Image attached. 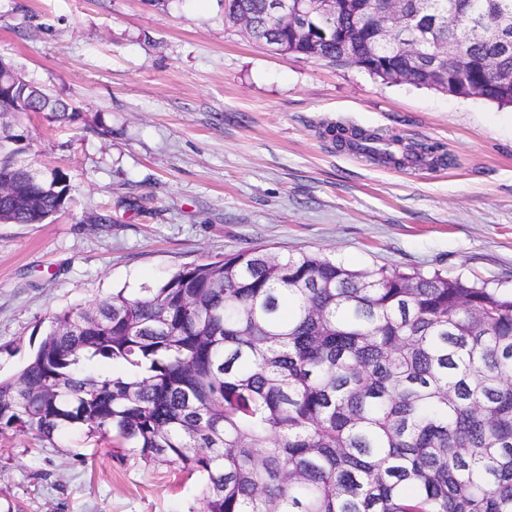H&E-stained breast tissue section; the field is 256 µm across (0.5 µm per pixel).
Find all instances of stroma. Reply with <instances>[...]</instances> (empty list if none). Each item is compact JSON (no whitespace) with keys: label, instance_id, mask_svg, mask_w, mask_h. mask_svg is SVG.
Listing matches in <instances>:
<instances>
[{"label":"stroma","instance_id":"35a3bbf8","mask_svg":"<svg viewBox=\"0 0 512 512\" xmlns=\"http://www.w3.org/2000/svg\"><path fill=\"white\" fill-rule=\"evenodd\" d=\"M0 58L81 114L26 123L73 201L0 224L1 378L55 313L248 247L512 289L510 107L272 53L225 26L222 0H0ZM332 126L456 163L391 169ZM199 484L96 438L0 434V512H198Z\"/></svg>","mask_w":512,"mask_h":512}]
</instances>
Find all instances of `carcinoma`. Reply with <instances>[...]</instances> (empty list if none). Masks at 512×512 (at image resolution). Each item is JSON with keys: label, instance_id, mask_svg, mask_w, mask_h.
<instances>
[{"label": "carcinoma", "instance_id": "carcinoma-1", "mask_svg": "<svg viewBox=\"0 0 512 512\" xmlns=\"http://www.w3.org/2000/svg\"><path fill=\"white\" fill-rule=\"evenodd\" d=\"M267 0H224V23L270 51L512 106V0H420L412 40L385 0H336L334 34L271 29ZM458 49L435 80L421 62ZM24 109L80 118L33 81ZM16 162L0 224H41L67 173ZM336 146L394 169L453 163L440 146L352 128ZM85 433L146 466L201 476L200 512H512V291L438 271L354 270L253 247L56 313L0 380V434Z\"/></svg>", "mask_w": 512, "mask_h": 512}]
</instances>
